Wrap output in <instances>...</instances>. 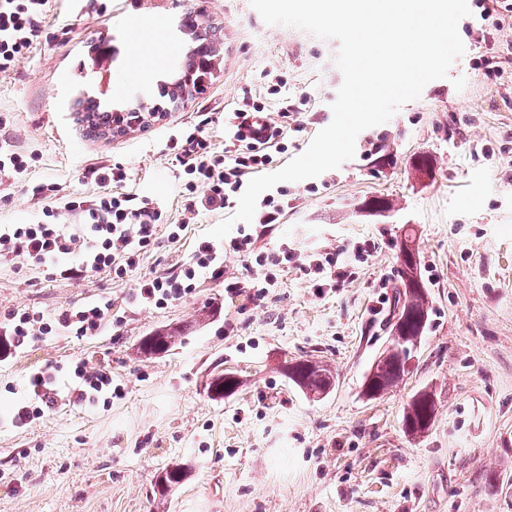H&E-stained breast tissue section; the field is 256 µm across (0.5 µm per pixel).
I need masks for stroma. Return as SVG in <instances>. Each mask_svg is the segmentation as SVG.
Instances as JSON below:
<instances>
[{"label":"stroma","mask_w":512,"mask_h":512,"mask_svg":"<svg viewBox=\"0 0 512 512\" xmlns=\"http://www.w3.org/2000/svg\"><path fill=\"white\" fill-rule=\"evenodd\" d=\"M186 2L51 0L30 52L0 72V150L38 156L22 178L0 180V225L39 220V183L57 184L63 197L96 196L88 169L117 162L128 175L121 191L158 201L165 223L184 227L178 240L160 236L119 284L105 271L73 280L0 259V329L13 310L51 317L112 301L98 335L39 336L0 356V512H512V0L486 14L468 0L471 14L459 23L466 52L449 78L361 132L340 168L286 183L288 207L256 249H286L300 262L269 272L274 286L259 297L250 288L231 294L204 276L191 295L146 308L129 298L139 276L189 260L231 215L188 216L168 137L210 112L204 134L223 151L225 115L254 104L287 131L272 173L330 124L342 84L336 40L267 25L249 0H198L222 28L223 57L206 92L127 134L84 137L63 106L88 87L90 48L118 50L110 97L155 92L187 44L176 30ZM138 44L159 59L154 72L128 59ZM373 198L392 202L387 216L365 212ZM408 233L431 322L409 374L369 400L362 384L388 344ZM367 242L372 251L359 254ZM325 256L353 274L318 294L304 264ZM179 326L171 352L138 354L143 336ZM306 358L336 373L324 399L286 376L285 362ZM79 362L110 372L111 387L12 425L18 407L36 402L32 374ZM225 371L242 384L212 399L205 381ZM424 388L436 395V418L412 437L403 411ZM182 463L191 469L185 482L155 497L158 472Z\"/></svg>","instance_id":"1"}]
</instances>
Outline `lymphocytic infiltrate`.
Masks as SVG:
<instances>
[{"mask_svg": "<svg viewBox=\"0 0 512 512\" xmlns=\"http://www.w3.org/2000/svg\"><path fill=\"white\" fill-rule=\"evenodd\" d=\"M49 0H0V72L10 70L16 60L29 52L48 11ZM212 121L202 113L193 131L172 138L170 147L185 175L188 193L185 209H226L242 192L248 176L270 162L271 149H283V127L267 121L261 111L235 112L227 122L229 133L224 154H215L204 135ZM101 191L94 200L72 196L58 200L53 183L34 186L33 195L43 200L42 217L33 224H7L0 228V253L5 252L51 266L68 279L106 271L114 281H124L139 266L141 255L156 243L160 231L169 239L180 236L178 228H164L163 212L148 197L113 193L111 184L124 182L121 165L92 170ZM79 217L75 230L60 224L62 214ZM256 237L242 231L223 244L200 240L190 261L175 262L163 272L139 278L131 298L144 306H161L191 294L201 274L219 279L224 275V252L251 253ZM112 310L108 299L67 308L54 317L25 310L10 313L4 330L7 346L18 348L37 336L68 331L78 336L98 333Z\"/></svg>", "mask_w": 512, "mask_h": 512, "instance_id": "lymphocytic-infiltrate-1", "label": "lymphocytic infiltrate"}]
</instances>
